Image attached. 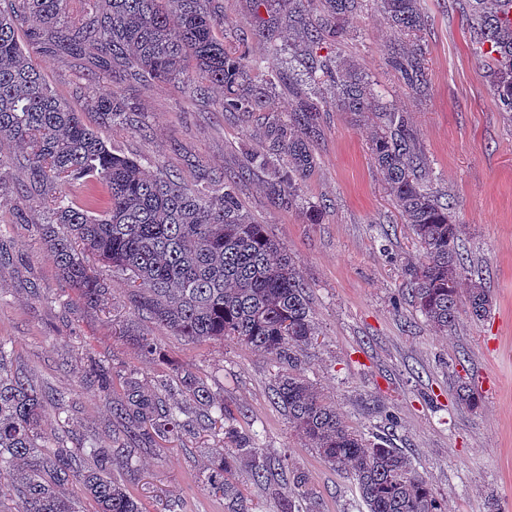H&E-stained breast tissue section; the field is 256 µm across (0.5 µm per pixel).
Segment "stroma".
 Returning <instances> with one entry per match:
<instances>
[{
    "label": "stroma",
    "instance_id": "stroma-1",
    "mask_svg": "<svg viewBox=\"0 0 512 512\" xmlns=\"http://www.w3.org/2000/svg\"><path fill=\"white\" fill-rule=\"evenodd\" d=\"M227 52L240 49L254 0H218ZM428 25L420 34L427 86L406 87L386 58L402 35L367 0L342 42L319 52L356 64L385 102L410 118L427 161V188L450 195L460 247L482 273L492 297L488 316L461 312L455 328L436 332L408 295L406 268L419 245L385 191L368 151L367 125L328 104L314 141L317 165L300 186L323 204L319 223L302 208L279 207L264 173L238 182L244 210L266 225L297 261L307 287L316 339L301 366L350 428L386 433L429 480L447 512H512V117L498 101L486 60L472 45L465 0H421ZM42 73L57 95L82 112L108 146L196 182L199 168L240 170L268 145L264 124L219 111L220 90L190 98L168 82L124 84L143 131L111 128L75 96L83 78L43 57ZM27 182L14 151L0 148V341L14 365L46 394H63L66 411L47 406L42 428L68 446L102 447L114 436L107 398L92 373L134 369L145 389L161 390L172 366L190 370L214 398L255 434L261 456L303 472L311 512H366L345 471L329 466L288 425L273 401L270 356L240 343H191L126 306L128 283L107 277L112 301L91 307L62 278L37 230L39 199H22ZM24 222H17V214ZM152 338L148 354L137 339ZM480 393L477 408L456 401L461 382ZM221 436L190 425L181 438L145 445L130 466L115 469L149 512H224V498L204 491L208 451Z\"/></svg>",
    "mask_w": 512,
    "mask_h": 512
}]
</instances>
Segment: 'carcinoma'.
<instances>
[{"label": "carcinoma", "mask_w": 512, "mask_h": 512, "mask_svg": "<svg viewBox=\"0 0 512 512\" xmlns=\"http://www.w3.org/2000/svg\"><path fill=\"white\" fill-rule=\"evenodd\" d=\"M274 1L270 19H259L250 38L271 55L288 52L303 61L311 82L332 83L336 108L372 123L369 152L401 216L421 248L407 269L416 308L440 333L456 325L461 308L481 319L491 308L489 291L468 274L458 249L460 225L453 203L422 184L425 156L409 119L378 98L370 82L340 57L318 54L321 42L347 35L364 0ZM316 3L313 17L305 4ZM390 24L406 41L388 53L387 64L403 83L423 91L427 84L418 33L427 17L421 0H380ZM468 21L479 47L490 44L498 57L489 76L505 110L512 112V27L500 13L512 0H469ZM224 16L207 0H0V141L21 151L28 176L24 192L43 204L41 236L58 269L86 304L105 306L109 289L92 257L125 277L133 313L146 315L192 343L230 340L271 356L277 367L274 403L295 431L327 464L349 472L366 512H444L429 481L387 434L368 437L349 428L330 403L298 370V352L312 344L315 327L295 259L243 211L234 192L247 171L199 172L189 187L157 166L119 155L88 127L81 113L59 100L35 62L50 56L85 72L76 88L109 126L141 129L122 96L127 82L163 80L198 95L220 88L223 112L248 116L265 109V89L250 73L260 59L244 50L231 54L217 38ZM297 106L269 119L268 153L250 164L268 168L279 205L292 207L300 182L315 166L313 139L323 101L294 86ZM287 157L286 167L278 166ZM79 183L84 195L70 197L58 187ZM181 395L197 408V424L224 426V448L212 456L203 484L224 495L227 512H252L240 488V471L268 489L288 478L296 495L280 512H302L313 492L306 476L284 473L261 457L251 437L232 423L209 390L190 373H176L163 392L144 390L135 373L112 396V422L122 437L110 448L92 444L66 448L48 444L41 430L45 393L13 369L12 351L0 342V504L13 512H80L67 495L77 482L96 512H146L141 501L111 476L128 463L138 442L169 440L185 429Z\"/></svg>", "instance_id": "obj_1"}]
</instances>
